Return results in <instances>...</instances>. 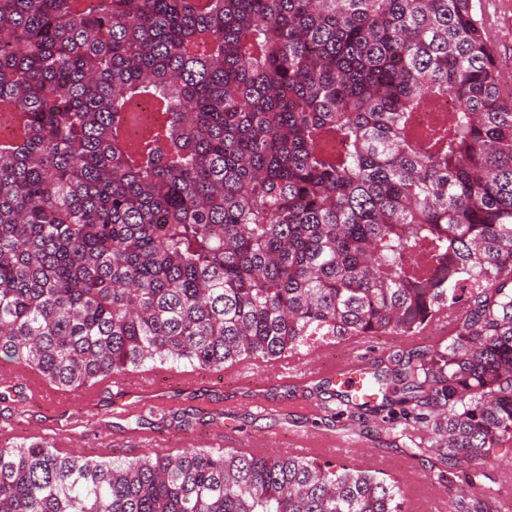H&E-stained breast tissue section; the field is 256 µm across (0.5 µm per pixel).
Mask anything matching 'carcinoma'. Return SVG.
<instances>
[{
	"mask_svg": "<svg viewBox=\"0 0 512 512\" xmlns=\"http://www.w3.org/2000/svg\"><path fill=\"white\" fill-rule=\"evenodd\" d=\"M157 101L165 149L144 127ZM0 110L24 127L0 149L1 356L75 390L446 315L445 341L378 363L339 414L432 423L410 442L450 473L512 469V93L474 0H0ZM404 497L287 452L0 448V512H404Z\"/></svg>",
	"mask_w": 512,
	"mask_h": 512,
	"instance_id": "carcinoma-1",
	"label": "carcinoma"
}]
</instances>
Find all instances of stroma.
<instances>
[{"mask_svg": "<svg viewBox=\"0 0 512 512\" xmlns=\"http://www.w3.org/2000/svg\"><path fill=\"white\" fill-rule=\"evenodd\" d=\"M484 17L498 36L495 57L499 69L512 65V0H485ZM339 382L319 378L303 385L272 380L254 386L216 378L201 372L190 388L157 387L144 392L142 418L123 416L124 400L116 388L98 389L93 396L66 401L52 396L32 397L25 382L16 378L0 388V430L18 445L36 439L54 442L58 433L75 438L79 454L99 457L102 439L112 443L116 457L150 451V437L158 436L180 448L203 442L212 420L222 421L229 443L265 437L271 450L287 448L291 439L312 434L339 448H357L375 457L376 471L399 478L405 490V512H448V500L465 490L462 480L448 482L434 456L415 457L400 429L381 416H332ZM193 418L183 426L182 415Z\"/></svg>", "mask_w": 512, "mask_h": 512, "instance_id": "35a3bbf8", "label": "stroma"}]
</instances>
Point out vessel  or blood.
Here are the masks:
<instances>
[{"label": "vessel or blood", "instance_id": "vessel-or-blood-1", "mask_svg": "<svg viewBox=\"0 0 512 512\" xmlns=\"http://www.w3.org/2000/svg\"><path fill=\"white\" fill-rule=\"evenodd\" d=\"M370 340L365 336H351L342 341L341 347L345 353V359L338 364H325L324 359L329 354L330 345L324 344L311 350L308 354L285 356L272 364H259L253 361L243 360L225 367V377L246 383L262 373L269 372L273 376L285 381L295 383L306 382L314 375L322 374L330 379H340L342 386L351 391H360L362 388V361L361 353L368 347ZM1 377H22L29 389L36 394H44L49 390L46 382L36 372L20 367L8 366L0 369ZM168 379L169 382L190 387L197 381L195 370H183L180 372L167 371L153 367L140 370L133 374H126L105 379L108 387L119 389L133 385L150 387L160 379Z\"/></svg>", "mask_w": 512, "mask_h": 512}]
</instances>
